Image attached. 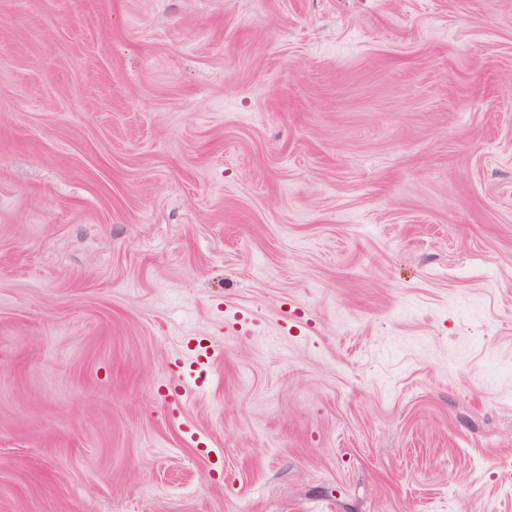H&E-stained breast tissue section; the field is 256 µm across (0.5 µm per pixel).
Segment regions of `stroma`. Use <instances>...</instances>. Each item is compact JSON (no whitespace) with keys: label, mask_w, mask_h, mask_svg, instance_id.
Here are the masks:
<instances>
[{"label":"stroma","mask_w":512,"mask_h":512,"mask_svg":"<svg viewBox=\"0 0 512 512\" xmlns=\"http://www.w3.org/2000/svg\"><path fill=\"white\" fill-rule=\"evenodd\" d=\"M0 512H512V0H0Z\"/></svg>","instance_id":"stroma-1"}]
</instances>
